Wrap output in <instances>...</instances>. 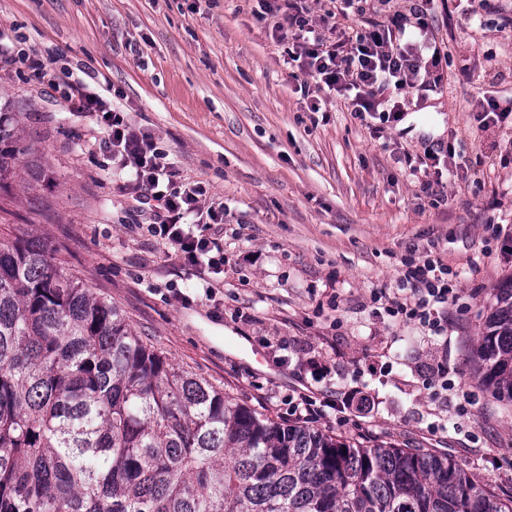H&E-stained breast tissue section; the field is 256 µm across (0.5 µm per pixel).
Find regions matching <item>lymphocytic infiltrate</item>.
Instances as JSON below:
<instances>
[{
	"label": "lymphocytic infiltrate",
	"mask_w": 512,
	"mask_h": 512,
	"mask_svg": "<svg viewBox=\"0 0 512 512\" xmlns=\"http://www.w3.org/2000/svg\"><path fill=\"white\" fill-rule=\"evenodd\" d=\"M375 2L335 0L325 17L345 20L347 30L334 41L313 18L309 0H262L273 36L292 42L286 63L309 111H321L330 98L341 95L356 118L376 116L396 122L411 105L402 98V91L440 84L442 63L451 52L428 21L436 0H414L408 12L383 16ZM65 99L71 111L106 129L104 144L113 164L126 171L136 201L149 206L156 217L150 232L185 265L207 267L209 275L200 285L204 295H212L209 276L220 273L224 246L204 235L203 225L223 223V209L207 203L201 185L179 180L153 135L128 123L101 94L78 82L68 85ZM405 267L401 285L406 297H393L387 289L378 288L372 292L373 302L381 304L389 317L436 333L447 330L446 309L457 294L447 263L429 251L406 261Z\"/></svg>",
	"instance_id": "f902f5d3"
}]
</instances>
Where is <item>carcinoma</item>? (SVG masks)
Here are the masks:
<instances>
[{"mask_svg": "<svg viewBox=\"0 0 512 512\" xmlns=\"http://www.w3.org/2000/svg\"><path fill=\"white\" fill-rule=\"evenodd\" d=\"M0 105V189L44 165ZM470 377L512 403V275ZM0 512H512L448 458L261 417L143 343L32 233L0 240Z\"/></svg>", "mask_w": 512, "mask_h": 512, "instance_id": "carcinoma-1", "label": "carcinoma"}]
</instances>
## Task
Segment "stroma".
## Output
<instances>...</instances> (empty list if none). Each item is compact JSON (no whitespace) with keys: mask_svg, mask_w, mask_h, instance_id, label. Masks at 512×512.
Here are the masks:
<instances>
[{"mask_svg":"<svg viewBox=\"0 0 512 512\" xmlns=\"http://www.w3.org/2000/svg\"><path fill=\"white\" fill-rule=\"evenodd\" d=\"M431 26L474 76L445 69L453 92H420L375 138L343 101L307 110L258 0H0L1 42L55 75L106 80L181 179L223 204L224 276L205 298L148 234L151 212L113 173L103 131L21 63L0 66V101L48 171L32 190H0V239L42 234L144 342L257 413L290 422L300 396L330 398L340 406L315 428L448 457L511 497L512 406L470 379L469 354L491 288L512 275V128L480 130L473 112L493 84L512 85V47L455 8L438 6ZM450 143L466 164L441 201L410 169ZM431 247L459 288L444 337L378 320L370 302ZM441 359L447 388L424 389ZM313 360L329 366L323 379ZM353 389L369 413L343 408Z\"/></svg>","mask_w":512,"mask_h":512,"instance_id":"1","label":"stroma"}]
</instances>
